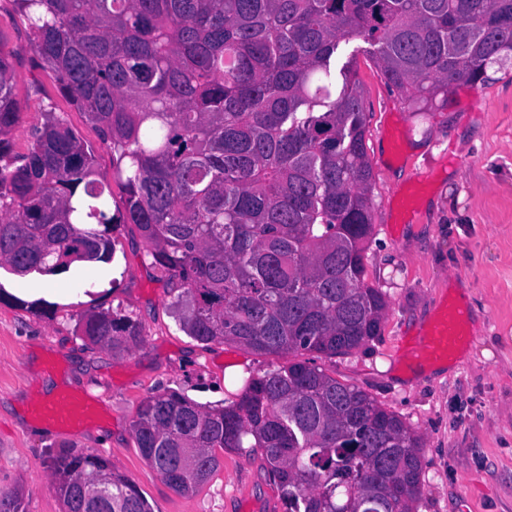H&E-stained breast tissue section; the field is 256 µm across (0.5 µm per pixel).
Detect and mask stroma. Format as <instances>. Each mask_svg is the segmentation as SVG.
Masks as SVG:
<instances>
[{
    "label": "stroma",
    "mask_w": 512,
    "mask_h": 512,
    "mask_svg": "<svg viewBox=\"0 0 512 512\" xmlns=\"http://www.w3.org/2000/svg\"><path fill=\"white\" fill-rule=\"evenodd\" d=\"M0 49L12 55L23 112L11 132L15 152H27L52 111L111 176L109 143L41 68L13 0H0ZM373 52L367 41H343L336 62L353 63L362 87L374 202L364 263L387 309L373 340L315 363L421 437L416 512H512V59L488 69L484 84L450 86L446 102L415 112L385 84ZM406 200L418 215L403 214ZM114 237L106 279H90L47 313L0 301V489L17 492L24 512H64L47 455L74 450L108 458L152 512H283L276 484L249 449L221 452L219 469L189 497L141 456L132 422L147 396L170 389L218 405L289 358L195 341L173 313L172 287L152 268L139 232L127 225ZM450 303L464 310L471 340L443 362L426 360V332ZM93 306L139 321L140 343L120 354L88 344L77 323ZM64 390L95 398L83 427L46 426L32 416L34 402Z\"/></svg>",
    "instance_id": "obj_1"
}]
</instances>
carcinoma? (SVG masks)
<instances>
[{"label": "carcinoma", "instance_id": "cac0c4a2", "mask_svg": "<svg viewBox=\"0 0 512 512\" xmlns=\"http://www.w3.org/2000/svg\"><path fill=\"white\" fill-rule=\"evenodd\" d=\"M13 2L41 66L112 145L125 199L109 208L93 151L54 112L14 154L21 108L0 50V267L106 263L115 227L131 224L175 283L186 334L261 355L347 354L386 309L365 279L372 167L356 72L331 68L339 43L371 42L386 83L417 108L512 57V0ZM78 329L114 352L141 339L119 310L94 307ZM132 429L179 494L217 470L216 450L249 448L284 512H414L421 495L415 431L306 360L249 379L224 406L152 394ZM49 464L69 512H152L100 454ZM0 512H23L17 493L0 491Z\"/></svg>", "mask_w": 512, "mask_h": 512}]
</instances>
